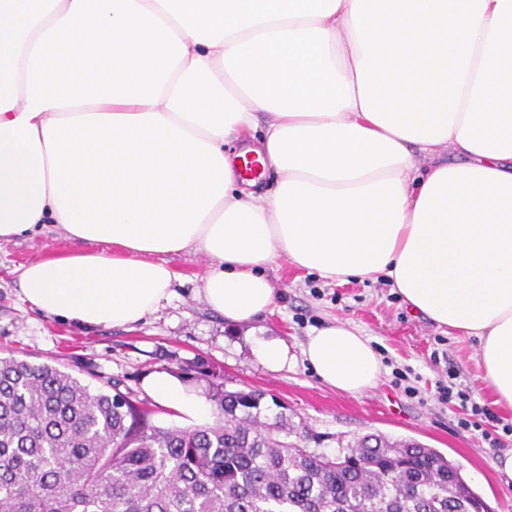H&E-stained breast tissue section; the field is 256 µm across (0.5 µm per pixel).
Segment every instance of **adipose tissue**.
Listing matches in <instances>:
<instances>
[{
    "mask_svg": "<svg viewBox=\"0 0 512 512\" xmlns=\"http://www.w3.org/2000/svg\"><path fill=\"white\" fill-rule=\"evenodd\" d=\"M251 155L274 189L243 176ZM50 226L69 249L19 273L45 314L135 324L184 251L234 324L273 308L280 257L383 276L478 339L512 408V0H0V242ZM302 355L354 396L383 373L343 322ZM145 387L213 418L176 377Z\"/></svg>",
    "mask_w": 512,
    "mask_h": 512,
    "instance_id": "obj_1",
    "label": "adipose tissue"
}]
</instances>
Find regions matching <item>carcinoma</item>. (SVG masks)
<instances>
[{
  "instance_id": "obj_1",
  "label": "carcinoma",
  "mask_w": 512,
  "mask_h": 512,
  "mask_svg": "<svg viewBox=\"0 0 512 512\" xmlns=\"http://www.w3.org/2000/svg\"><path fill=\"white\" fill-rule=\"evenodd\" d=\"M265 394L213 389L215 420L161 428L117 391L0 358V512H467L459 469L415 440L305 446Z\"/></svg>"
}]
</instances>
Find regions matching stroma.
<instances>
[{
    "mask_svg": "<svg viewBox=\"0 0 512 512\" xmlns=\"http://www.w3.org/2000/svg\"><path fill=\"white\" fill-rule=\"evenodd\" d=\"M67 247L57 232L0 243V357L55 366L95 390H119L147 404L160 427L186 428L190 421L149 395L143 386L149 374L173 375L204 397L213 382L259 390L286 405L291 421L307 426L320 451L334 452L340 435L413 439L459 466L489 512H512V479L496 469L512 453V433H499V446L491 447L480 429L460 426L456 403L438 400L439 385L449 384L512 424V409L497 404L477 362L478 339L413 312L385 278L330 284L318 272L279 259L265 270L276 290L273 311L231 325L198 292L207 258L185 251L166 257L176 279L170 300L155 313L131 326L88 329L42 313L21 296L18 267ZM337 320L362 331L382 355L383 374L364 395L325 385L301 354L313 328ZM263 338L282 340L292 362L266 368L255 353Z\"/></svg>",
    "mask_w": 512,
    "mask_h": 512,
    "instance_id": "obj_1",
    "label": "stroma"
}]
</instances>
